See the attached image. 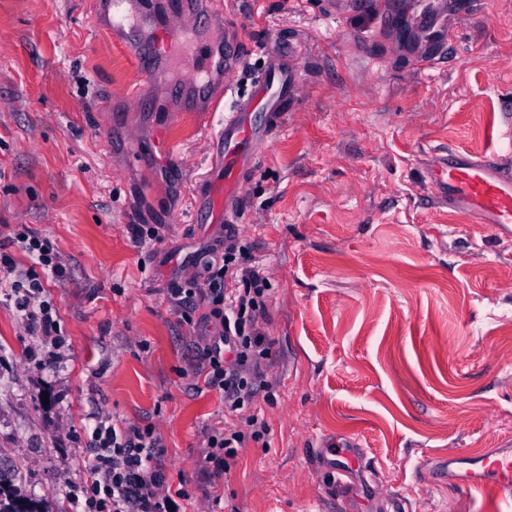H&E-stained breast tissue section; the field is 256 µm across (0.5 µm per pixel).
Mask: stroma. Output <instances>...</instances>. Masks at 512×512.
<instances>
[{
  "instance_id": "35a3bbf8",
  "label": "stroma",
  "mask_w": 512,
  "mask_h": 512,
  "mask_svg": "<svg viewBox=\"0 0 512 512\" xmlns=\"http://www.w3.org/2000/svg\"><path fill=\"white\" fill-rule=\"evenodd\" d=\"M223 0L245 40L288 53L301 100L244 188L236 234L267 279L271 343L256 404L267 432L226 475L202 460L224 398L190 374L197 331L166 300L224 227L195 224L193 189L221 165L219 127L176 112L178 163L131 115L141 79L97 0H0V234L54 244L49 281L66 343L38 351L0 295V469L43 512H75L94 422L155 427L193 512H512L423 470L430 457L512 441V240L449 216L424 182L428 151L512 144V0H444L448 43L419 65L413 0ZM153 224L134 242L127 227ZM360 439L362 461L326 448ZM220 505H213V498Z\"/></svg>"
}]
</instances>
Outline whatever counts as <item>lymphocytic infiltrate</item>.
Instances as JSON below:
<instances>
[{
    "mask_svg": "<svg viewBox=\"0 0 512 512\" xmlns=\"http://www.w3.org/2000/svg\"><path fill=\"white\" fill-rule=\"evenodd\" d=\"M12 244L33 257L35 266L20 269L0 253V293L13 298L28 335L37 337L46 354L64 345L60 319L45 289V278L62 280L67 268L52 241L32 230H15ZM245 248L201 254L202 271L187 284L172 283L169 303L189 315L200 311V324L213 326L197 355L196 374L205 387L224 397V425L207 435L204 463L209 471H229L246 439L261 440L266 425L252 404L265 382L261 365L269 347L258 324L264 314L267 282L259 269L246 266ZM235 358L226 361L225 346ZM94 449L90 479L80 486L81 512H187L186 490L169 484L159 460L162 446L154 429L115 418H101L92 430Z\"/></svg>",
    "mask_w": 512,
    "mask_h": 512,
    "instance_id": "1",
    "label": "lymphocytic infiltrate"
}]
</instances>
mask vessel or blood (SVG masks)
<instances>
[{
    "mask_svg": "<svg viewBox=\"0 0 512 512\" xmlns=\"http://www.w3.org/2000/svg\"><path fill=\"white\" fill-rule=\"evenodd\" d=\"M112 42L141 73L143 80L127 93L130 111L150 105L149 87L177 78L191 93L196 112H221L216 142L224 167L200 195L201 224H240L243 186L262 153L272 127L284 126L299 96V86L284 52H272L249 95L233 93L232 75L258 45L242 42L238 27L224 26L218 41H201L183 19L223 17L215 0H174L164 26H157L151 0H110ZM415 23L427 37L426 60L432 61L448 42L446 18L430 0H417ZM262 112L266 121H255ZM426 176L434 198L449 211L468 217L479 227L512 237V157H477L455 148L431 150ZM433 479L452 481L471 494L494 489L500 501L512 500V451L498 449L475 454L455 453L429 464Z\"/></svg>",
    "mask_w": 512,
    "mask_h": 512,
    "instance_id": "obj_1",
    "label": "vessel or blood"
}]
</instances>
